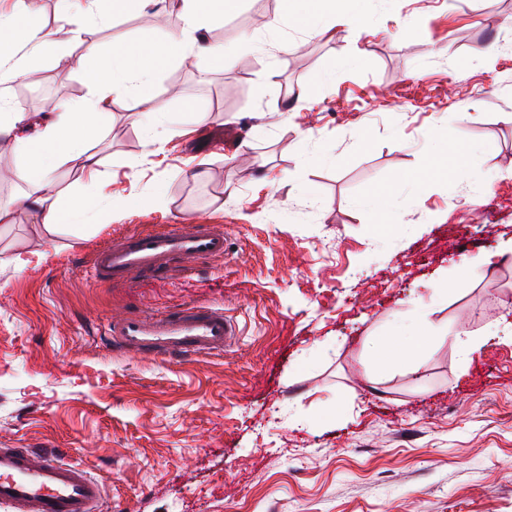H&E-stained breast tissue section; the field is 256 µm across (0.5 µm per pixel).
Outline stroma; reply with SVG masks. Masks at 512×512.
Instances as JSON below:
<instances>
[{"instance_id":"35a3bbf8","label":"stroma","mask_w":512,"mask_h":512,"mask_svg":"<svg viewBox=\"0 0 512 512\" xmlns=\"http://www.w3.org/2000/svg\"><path fill=\"white\" fill-rule=\"evenodd\" d=\"M336 3L357 20L331 39L240 0L206 33L234 50L223 68L156 76L160 153L131 100L109 109L97 190L138 206L53 235L30 211L0 232V447L62 452L102 483L100 512H512V340L453 342L512 322V258L474 262L512 239V0ZM35 4L57 44L21 83L30 112L61 86L90 97L65 67L86 45L178 22L175 0L79 23ZM441 135L467 163L418 189ZM201 222L223 226V259L94 280L113 238ZM444 271L460 288L431 296ZM192 301L236 322L223 354L161 361L103 336ZM417 316L418 371L376 363Z\"/></svg>"}]
</instances>
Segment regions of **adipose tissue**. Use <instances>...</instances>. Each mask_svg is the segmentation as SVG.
<instances>
[{
	"mask_svg": "<svg viewBox=\"0 0 512 512\" xmlns=\"http://www.w3.org/2000/svg\"><path fill=\"white\" fill-rule=\"evenodd\" d=\"M64 11L78 18L93 14L103 6L104 16L146 13L152 0H60ZM237 0H180V25L163 41L123 39L114 41L109 55H100L95 45H87L75 58L73 68L80 72L93 94L86 100L59 98L44 113L0 111V136L10 138L21 159L17 179L27 189L8 205L0 206V223H14L16 217L36 211L46 232L76 226L86 218L111 220L112 203L100 200L88 190L78 200H65L53 188V174L62 166L80 169L88 179L99 175L100 160L89 149L96 138L113 97H131L140 120L149 122L157 115L154 77L170 64L204 62L223 67L226 56L221 47L209 44L202 32L212 21L235 9ZM29 0H17L12 13H0V87L29 77L28 69L11 65L17 47L38 54L54 41L51 30L31 21ZM280 17L296 29L325 28L333 34L354 26L355 16L337 9L335 0H280Z\"/></svg>",
	"mask_w": 512,
	"mask_h": 512,
	"instance_id": "1",
	"label": "adipose tissue"
}]
</instances>
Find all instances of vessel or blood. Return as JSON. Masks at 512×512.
Instances as JSON below:
<instances>
[{"instance_id":"vessel-or-blood-1","label":"vessel or blood","mask_w":512,"mask_h":512,"mask_svg":"<svg viewBox=\"0 0 512 512\" xmlns=\"http://www.w3.org/2000/svg\"><path fill=\"white\" fill-rule=\"evenodd\" d=\"M224 256V229L218 224H169L112 239L93 251L91 266L101 284H120L146 275L172 276L191 264ZM104 334L123 353L160 359L223 353L237 336L223 309L191 302L163 313L127 312L106 322ZM101 485L56 452L0 447V503L13 512H96Z\"/></svg>"}]
</instances>
